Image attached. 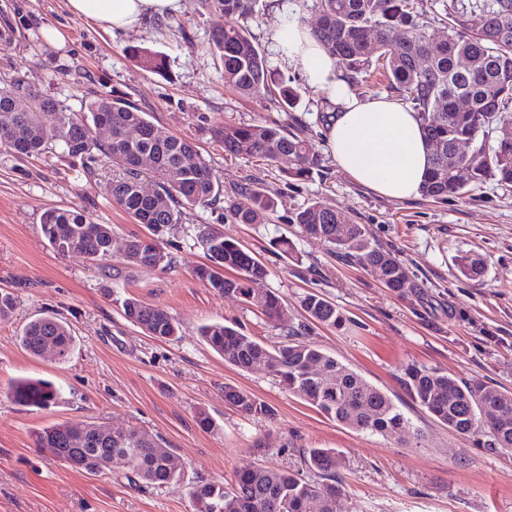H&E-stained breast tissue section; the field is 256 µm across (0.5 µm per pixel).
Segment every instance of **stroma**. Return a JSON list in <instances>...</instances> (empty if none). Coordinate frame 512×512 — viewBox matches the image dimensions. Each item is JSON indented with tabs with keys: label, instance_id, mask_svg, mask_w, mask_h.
<instances>
[{
	"label": "stroma",
	"instance_id": "1",
	"mask_svg": "<svg viewBox=\"0 0 512 512\" xmlns=\"http://www.w3.org/2000/svg\"><path fill=\"white\" fill-rule=\"evenodd\" d=\"M0 84L30 88L80 110L85 102L121 97L147 112L163 134L192 142L224 184L225 195L256 183L278 203L266 224H235L220 207L182 211L163 246L172 269L139 270L110 284L86 260L59 254L41 230L49 208H77L111 225L117 249L147 229L116 206L107 192L117 169L108 159L91 166L46 154L19 157L0 148V291L14 308L0 317V512H193L196 484L231 485L246 463L299 470L311 448L343 457L342 512H512V452L487 447L439 423L409 396L406 365L417 364L512 392V186L494 181L444 201L388 199L342 172L326 141L339 106L306 86L288 63L274 32L294 18L316 26L310 0H259L246 26L276 77L301 89L295 107L263 92L240 94L224 84L211 37L224 16L207 0H183L181 11L154 18L133 32L111 34L74 17L66 0H0ZM62 39H45V29ZM161 52L156 74L129 48ZM279 125L317 150L321 163L304 181L287 183L278 167L225 155L211 134L223 123ZM366 225L374 240L397 254L414 281L396 294L369 268L344 264L305 238L289 216L312 202ZM206 225L253 252L269 271L265 288L283 300L271 323L239 299L207 288L193 274L206 258L195 240ZM287 238L291 252L277 239ZM480 255L483 275L467 279L458 256ZM322 294L343 316L318 326L310 339L327 354L385 392L418 438L404 441L353 430L285 391L272 376L225 363L201 340L215 321L273 345L305 322L301 301ZM134 297L165 309L179 331L168 340L146 336L123 315ZM67 320L75 349L64 361L34 357L19 343L23 327L40 315ZM45 380L59 392L40 410L13 402L12 384ZM234 386L268 412L246 415L224 400ZM213 428H203L199 413ZM104 422L160 435L180 461L181 481L156 488L123 474L88 475L36 447L35 431L56 423Z\"/></svg>",
	"mask_w": 512,
	"mask_h": 512
}]
</instances>
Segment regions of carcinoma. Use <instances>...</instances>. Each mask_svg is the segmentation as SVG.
Here are the masks:
<instances>
[{
	"label": "carcinoma",
	"instance_id": "cac0c4a2",
	"mask_svg": "<svg viewBox=\"0 0 512 512\" xmlns=\"http://www.w3.org/2000/svg\"><path fill=\"white\" fill-rule=\"evenodd\" d=\"M224 14V27L212 37L219 53L227 86L251 94L261 88L278 89L288 106L299 98L296 89L272 78L258 42L244 21L255 12L257 0H214ZM444 30L429 32L423 0H315L321 14L313 37L336 58L342 79L358 89L368 86L372 65L381 67L389 85L419 112L431 150V174L421 193L443 200L469 186L487 181L512 185V136L492 134L512 125V0H443ZM130 56L152 72L164 67L162 55L133 49ZM483 62L473 72L457 66L460 57ZM462 98L468 108L455 102ZM43 112H55L50 128L40 121ZM142 132L129 141L127 133ZM149 115L123 98L90 101L73 112L19 81L0 87V146L18 156L53 152L72 159L95 161L104 156L122 173L112 179L108 193L113 203L151 233L150 240L177 228L182 209L226 203L224 210L236 224H265L275 202L256 186L224 200V186L195 146L186 139L162 137ZM224 153L246 160L259 159L276 165L292 180H303L319 166L320 158L305 138L280 126L256 123L224 124L212 129ZM465 144L469 153L448 164V151ZM138 155L150 158L143 167ZM156 181L153 193L142 190L143 170ZM306 237L324 243L345 262L370 267L379 273L384 287L395 293L413 287L403 261L379 247L363 224H355L339 212L315 202L294 213ZM42 232L63 255H77L101 270L121 277L122 268L111 263L115 233L110 224H97L77 209L53 208L42 215ZM197 244L212 265L194 269L207 287L234 296L258 309L268 320L283 314L281 298L263 288L266 266L249 250L224 239L207 226L198 227ZM144 239L128 242L121 254L127 269L171 268V255L158 247L146 254ZM224 269L220 273L216 268ZM458 270L476 279L484 272V260L471 253L461 256ZM305 319L334 326L342 321L336 306L312 293L302 300ZM125 317L143 333L167 339L177 333L175 319L164 309L134 297L122 302ZM203 342L243 371L257 363H269L270 374L288 393L328 417L357 431L407 435L408 419L382 390L366 381L306 339L302 329L287 331L283 340L268 345L222 322L200 328ZM20 344L41 357L51 351L64 361L72 353L75 337L63 320L45 315L29 321ZM404 383L412 399L448 429L461 435L481 434L490 446L512 450V392L488 387L479 381H460L451 374L424 366L405 368ZM13 401L24 407L46 408L55 403L56 389L48 382L22 381L11 390ZM224 400L247 415L265 414L267 407L252 395L224 387ZM38 448L51 449L67 465L91 474L122 472L157 488L177 484L180 469L169 466L159 439L138 428L113 430L95 422L57 423L34 432ZM308 475L247 463L226 487L203 482L195 486V512H311L310 503L320 498L323 512H339L344 492L337 469L340 454L333 448H312L305 461Z\"/></svg>",
	"mask_w": 512,
	"mask_h": 512
}]
</instances>
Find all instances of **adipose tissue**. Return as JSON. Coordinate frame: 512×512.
Masks as SVG:
<instances>
[{"label": "adipose tissue", "mask_w": 512, "mask_h": 512, "mask_svg": "<svg viewBox=\"0 0 512 512\" xmlns=\"http://www.w3.org/2000/svg\"><path fill=\"white\" fill-rule=\"evenodd\" d=\"M180 7L181 0H67L72 15L114 32L137 29ZM275 40L310 87L340 104L327 131L339 169L389 199L419 195L429 173L430 151L417 112L387 97L362 101L350 95L337 78L335 58L299 21L282 24Z\"/></svg>", "instance_id": "adipose-tissue-1"}]
</instances>
